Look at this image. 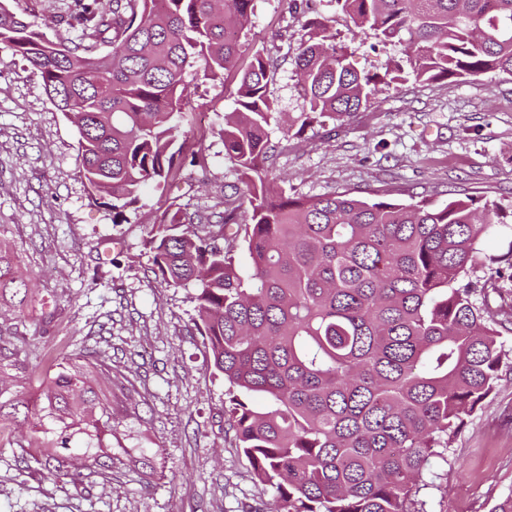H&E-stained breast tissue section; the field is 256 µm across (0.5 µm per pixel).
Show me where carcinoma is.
Wrapping results in <instances>:
<instances>
[{"mask_svg":"<svg viewBox=\"0 0 512 512\" xmlns=\"http://www.w3.org/2000/svg\"><path fill=\"white\" fill-rule=\"evenodd\" d=\"M253 2L71 0L41 27L0 0V45L77 128L90 196L111 198L115 224L142 186L175 181L186 70L199 62L204 78L237 83L222 135L241 194L216 232L173 202L145 242L162 283L195 290V326L224 377V433L271 489L273 512H426L431 459L458 464L455 438L512 372L501 341L512 307L486 305L488 286L512 280V241L504 254L482 252L512 226L472 199L289 194L269 178V137L274 123L287 136L324 112L349 118L379 86L409 77L512 75V0H328L358 33L406 45L405 63L382 75L353 67L315 0H290L306 16L293 58L303 109L285 125L269 94L273 59L245 61ZM2 301L22 312L29 288L0 248ZM40 399L6 413L0 404V419L21 410L40 427L55 422L64 451L78 434L100 447L99 397L84 372L62 368ZM44 453L53 477L70 475L71 456Z\"/></svg>","mask_w":512,"mask_h":512,"instance_id":"carcinoma-1","label":"carcinoma"}]
</instances>
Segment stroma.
<instances>
[{
  "instance_id": "1",
  "label": "stroma",
  "mask_w": 512,
  "mask_h": 512,
  "mask_svg": "<svg viewBox=\"0 0 512 512\" xmlns=\"http://www.w3.org/2000/svg\"><path fill=\"white\" fill-rule=\"evenodd\" d=\"M322 15L363 72L402 57L399 44L357 36L334 8ZM303 20L287 0H255L249 43L277 60L269 85L276 111L301 112L292 77ZM189 153L171 190L147 185L122 224L92 199L80 173L78 133L24 61L0 46V246L33 298L25 312L0 308V380L37 401L60 366L87 370L105 395L102 449L75 478L39 462L56 436L0 425V512H267L271 497L224 435V380L193 318L188 288L154 274L144 243L176 203L198 224L241 188L220 131L234 97L188 69ZM267 162L286 191L350 190L397 203L471 197L512 209V76L414 79L381 87L342 122L323 114L300 135L273 129ZM454 469L433 459L427 512H489L512 494V373L468 420Z\"/></svg>"
}]
</instances>
